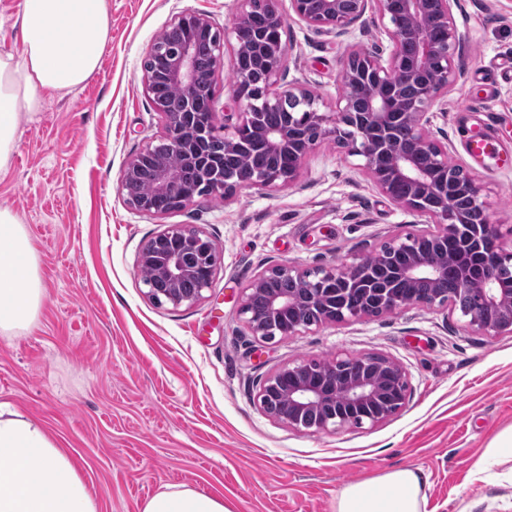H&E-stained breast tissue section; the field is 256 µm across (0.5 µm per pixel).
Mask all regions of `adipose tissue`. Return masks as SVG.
I'll use <instances>...</instances> for the list:
<instances>
[{
	"label": "adipose tissue",
	"mask_w": 512,
	"mask_h": 512,
	"mask_svg": "<svg viewBox=\"0 0 512 512\" xmlns=\"http://www.w3.org/2000/svg\"><path fill=\"white\" fill-rule=\"evenodd\" d=\"M23 50L0 54V172L8 170L21 115L41 109L40 92L72 91L100 68L111 39L107 0H21ZM44 296L33 239L11 208L0 206V335L36 325ZM428 478L396 468L344 486L335 512H425ZM0 512H100L73 458L40 422L0 404ZM142 512H233L223 496L182 484L164 486Z\"/></svg>",
	"instance_id": "1"
}]
</instances>
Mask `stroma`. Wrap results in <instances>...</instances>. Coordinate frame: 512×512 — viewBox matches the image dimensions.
I'll return each mask as SVG.
<instances>
[{
    "instance_id": "35a3bbf8",
    "label": "stroma",
    "mask_w": 512,
    "mask_h": 512,
    "mask_svg": "<svg viewBox=\"0 0 512 512\" xmlns=\"http://www.w3.org/2000/svg\"><path fill=\"white\" fill-rule=\"evenodd\" d=\"M112 39L101 69L66 94L42 92L22 117L0 206L26 224L45 298L38 324L0 338V402L42 422L74 450L100 512H141L167 484L223 494L233 512H335L348 483L401 467L429 477L427 512H512V471L474 475L493 437L512 426V334L488 336L452 308L408 306L263 341L240 321L241 292L266 266L350 263L428 226L388 200L335 141L305 159L297 182L207 195L148 216L119 190L133 156L163 132L143 85L154 37L186 9L229 26L237 0H107ZM286 64L278 82L334 111L354 50L389 54L368 9L343 37L316 32L278 0ZM464 77L433 106L431 131L469 166L466 128L484 119L512 142V0H453ZM482 199L512 247V168L479 172ZM204 231L220 254L193 305H158L139 250L174 225ZM378 353L408 371L405 408L376 425L301 432L264 415V372L303 359Z\"/></svg>"
}]
</instances>
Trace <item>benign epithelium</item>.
I'll use <instances>...</instances> for the list:
<instances>
[{
	"label": "benign epithelium",
	"mask_w": 512,
	"mask_h": 512,
	"mask_svg": "<svg viewBox=\"0 0 512 512\" xmlns=\"http://www.w3.org/2000/svg\"><path fill=\"white\" fill-rule=\"evenodd\" d=\"M370 1L376 3L380 20L388 22L391 51L386 60L379 54H350L336 111H320L315 98L301 89L286 85L265 97L250 90L244 78L235 80L233 91L240 112L237 122L224 128L225 152L261 148L291 160L284 169L263 171L227 169L201 151L216 133V110L212 91L198 80L195 43L203 34L212 36L210 65L215 77L224 59V35L204 13L193 9L178 13L170 25L185 29L184 42L172 47L165 34L157 35L146 59L163 52L168 67L158 73L146 66L142 78L147 95H154L156 86L165 83L178 88L184 99L182 112L170 114L158 108L165 120L161 141L197 167L196 194L222 193L227 198L242 189L292 185L307 155L321 141L333 139L348 155L362 158V171L384 196L407 211L434 220V227L420 234L394 237L392 245L404 248V254L390 262L379 250L350 264L309 269L276 263L263 268L243 288L239 307L242 322L259 339L273 341L349 319L386 316L409 305L433 310L446 307L448 292L441 285L455 267V254L449 251L452 246L481 253L484 258L482 277L474 279L458 271L460 290L483 299L480 308L468 312V324L488 336L512 334V288L500 283L503 264L512 260V250L503 248L498 228L490 220L482 200L483 184L470 174L460 186L481 215L475 220L457 209L453 190L435 179V170L448 165V145L432 135L429 109L464 76L455 63L463 34L453 22L451 0H291V8L309 27L338 38L363 17ZM238 2L230 27L233 71H239L242 56L256 54L273 86L284 66L285 50L282 43L268 41L265 31L251 26L254 0ZM264 3L266 27L282 29L284 17L277 0ZM290 101L303 108L302 124L267 127L262 107L278 108ZM156 148L155 144L146 146L120 176L123 187L141 166L154 168L151 185L139 197L126 198L131 209L150 215L159 214L154 206L158 196L173 198L181 209L194 199L182 190L179 170L157 154ZM398 184L405 186L404 193H395ZM218 262V252L203 231L173 225L142 248L137 267L152 272V279L146 282L151 301L179 307L203 298V292L212 286ZM283 279L303 288L283 292L276 288ZM188 281L197 282V288H183ZM356 289L363 290L371 301L348 310L345 299ZM258 295L266 299L261 313L253 309ZM408 391V374L398 361L382 354H363L280 366L262 380L258 401L261 411L278 423L321 432L376 425L405 408Z\"/></svg>",
	"instance_id": "benign-epithelium-1"
}]
</instances>
